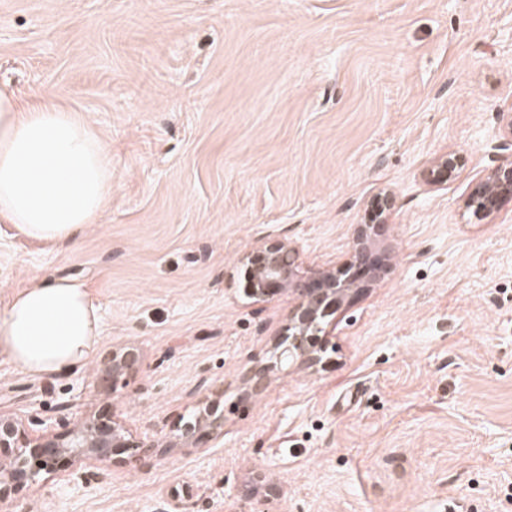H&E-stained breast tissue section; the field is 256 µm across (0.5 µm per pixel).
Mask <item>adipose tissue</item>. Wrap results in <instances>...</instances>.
<instances>
[{"mask_svg":"<svg viewBox=\"0 0 512 512\" xmlns=\"http://www.w3.org/2000/svg\"><path fill=\"white\" fill-rule=\"evenodd\" d=\"M111 195L110 149L83 116L0 90V218L65 244L98 223ZM99 336L98 309L76 280L39 278L0 309V354L31 376L86 366Z\"/></svg>","mask_w":512,"mask_h":512,"instance_id":"1","label":"adipose tissue"}]
</instances>
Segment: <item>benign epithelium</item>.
<instances>
[{"mask_svg": "<svg viewBox=\"0 0 512 512\" xmlns=\"http://www.w3.org/2000/svg\"><path fill=\"white\" fill-rule=\"evenodd\" d=\"M461 159L453 151L438 155L423 171V178L433 186L445 185L459 175ZM512 202V143L492 147L491 165L480 175L469 194L467 207L487 224ZM394 196L381 191L368 204L369 217L357 225L349 258L326 268H309L300 252L288 243L268 235L244 254L246 291L257 301H266L288 292L296 304L281 338L274 347L265 372H279L287 367L325 364L333 331L326 329L325 318L345 311L354 299L372 287L388 261L383 246L385 231L394 209ZM141 354L127 345L112 350L103 377L112 379V392L128 386V378L138 373ZM224 435V414L217 401L205 396L192 415L178 417L175 440L194 445L203 437L218 439ZM146 443L132 440L124 418L118 414L94 415L79 420L71 405L60 407L59 414L23 420L13 413L0 411V501L25 482L35 483L44 473L61 471L75 486L85 481L83 469L97 464L123 465L130 449Z\"/></svg>", "mask_w": 512, "mask_h": 512, "instance_id": "obj_1", "label": "benign epithelium"}]
</instances>
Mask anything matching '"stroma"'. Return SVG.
Masks as SVG:
<instances>
[{"mask_svg":"<svg viewBox=\"0 0 512 512\" xmlns=\"http://www.w3.org/2000/svg\"><path fill=\"white\" fill-rule=\"evenodd\" d=\"M1 86L86 118L112 200L74 244L0 221V308L75 278L101 330L57 376L0 355V409H112L159 443L0 512H238L259 473L267 512H512V204L466 207L512 109V0H0ZM448 150L460 175L429 185ZM384 189L390 259L330 363L264 378L294 299L245 296L239 259L271 234L344 260ZM126 345L142 365L116 396L102 369ZM217 389L223 438L171 443Z\"/></svg>","mask_w":512,"mask_h":512,"instance_id":"35a3bbf8","label":"stroma"}]
</instances>
